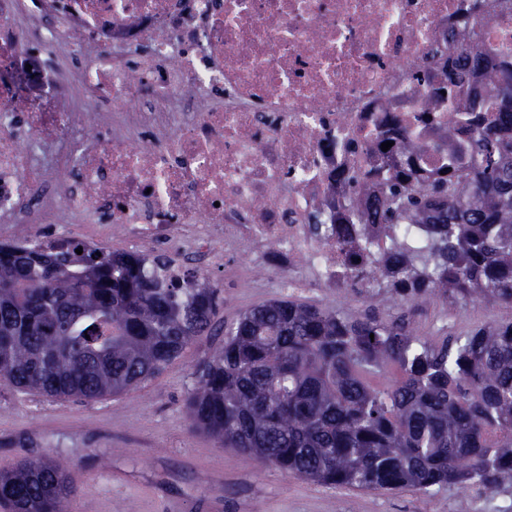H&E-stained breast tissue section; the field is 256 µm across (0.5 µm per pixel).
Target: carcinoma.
I'll list each match as a JSON object with an SVG mask.
<instances>
[{
    "label": "carcinoma",
    "instance_id": "obj_1",
    "mask_svg": "<svg viewBox=\"0 0 512 512\" xmlns=\"http://www.w3.org/2000/svg\"><path fill=\"white\" fill-rule=\"evenodd\" d=\"M482 22L466 15L451 30L463 68L489 87V98L457 107L470 130L466 161L427 184L393 167L366 223L407 220L431 234L412 253L393 246L371 300L512 305V67L483 69L464 39ZM96 252L80 241L0 245V383L100 400L149 380L213 327L224 300L207 277L170 275L164 255ZM391 366L392 383L369 382ZM185 410L220 446L322 485L493 491L512 481V321L433 346L401 320L272 300L225 329ZM70 492L69 472L51 456L0 472L11 512H67Z\"/></svg>",
    "mask_w": 512,
    "mask_h": 512
}]
</instances>
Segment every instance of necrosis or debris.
Masks as SVG:
<instances>
[{"label": "necrosis or debris", "instance_id": "obj_1", "mask_svg": "<svg viewBox=\"0 0 512 512\" xmlns=\"http://www.w3.org/2000/svg\"><path fill=\"white\" fill-rule=\"evenodd\" d=\"M473 11L486 65L512 63V0H0V241L24 226L47 249L241 252L287 264L291 294L366 293L334 226L357 223L403 142L423 148L421 183L464 154L453 104L484 80L439 89ZM428 233L373 225L362 256L385 277L391 243Z\"/></svg>", "mask_w": 512, "mask_h": 512}]
</instances>
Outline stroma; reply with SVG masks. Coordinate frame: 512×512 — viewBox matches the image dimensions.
Instances as JSON below:
<instances>
[{
    "instance_id": "1",
    "label": "stroma",
    "mask_w": 512,
    "mask_h": 512,
    "mask_svg": "<svg viewBox=\"0 0 512 512\" xmlns=\"http://www.w3.org/2000/svg\"><path fill=\"white\" fill-rule=\"evenodd\" d=\"M286 273L274 263L247 283L221 269L208 271L224 298L212 331L122 394L81 403L0 385V470L24 455L53 456L70 468L75 486L89 481L95 489L88 506L72 494L71 512H512V482L481 495L461 485L427 494L329 488L259 465L191 429L185 401L198 364L223 344L226 324L280 298L274 283ZM316 302L383 321L404 320L433 344L512 320V306L442 297L411 305L328 290Z\"/></svg>"
}]
</instances>
